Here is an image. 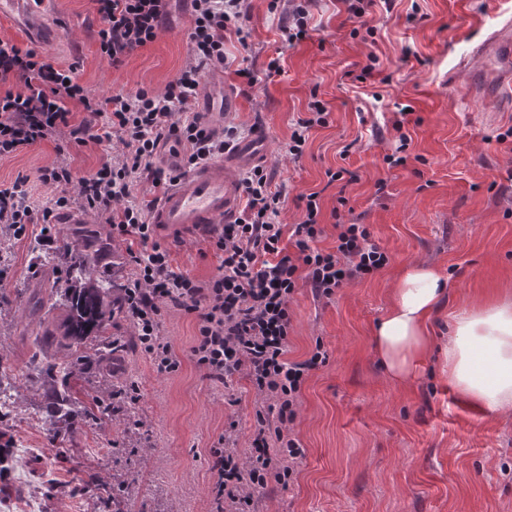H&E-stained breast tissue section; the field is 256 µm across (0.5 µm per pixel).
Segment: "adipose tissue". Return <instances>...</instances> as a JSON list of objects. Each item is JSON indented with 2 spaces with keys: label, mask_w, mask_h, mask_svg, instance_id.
I'll use <instances>...</instances> for the list:
<instances>
[{
  "label": "adipose tissue",
  "mask_w": 512,
  "mask_h": 512,
  "mask_svg": "<svg viewBox=\"0 0 512 512\" xmlns=\"http://www.w3.org/2000/svg\"><path fill=\"white\" fill-rule=\"evenodd\" d=\"M448 279L428 261L410 263L395 281L374 328V347L390 379L406 380L432 346V323ZM441 372L472 404L512 413V293L456 314L441 348Z\"/></svg>",
  "instance_id": "adipose-tissue-1"
}]
</instances>
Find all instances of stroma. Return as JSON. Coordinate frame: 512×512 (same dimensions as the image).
<instances>
[{
  "mask_svg": "<svg viewBox=\"0 0 512 512\" xmlns=\"http://www.w3.org/2000/svg\"><path fill=\"white\" fill-rule=\"evenodd\" d=\"M250 50L225 43L228 64L204 74L190 108L223 122L257 128L268 136L261 160L288 199L278 217L301 222L299 197L319 192L324 234L336 244L331 211L345 195L349 213L360 218L372 244L388 257L375 275L315 299L299 286L289 306L288 356L305 359L315 343L328 353L311 371L290 425L304 448L292 464L287 486L257 492L256 512H512V415L476 407L439 376L441 355L430 356L408 380H391L374 350L373 330L387 305L388 290L410 261L427 259L448 277V297L436 316L434 336L443 343L454 314L477 299L512 291V148L499 143L512 128V110L468 94L465 61L489 35L512 21V0H393L373 6L367 20L374 35L355 32L343 0H317L306 40L291 46L280 30L288 0L270 11L269 0H249ZM45 25L55 44L38 50L98 97L137 88L163 94L190 59L193 25L190 0H173L156 39L113 65L102 54V21L93 0H58ZM379 59L380 76L358 82L348 71ZM280 58L282 71L268 76ZM257 82L242 92L238 65ZM236 107L224 112L225 91ZM324 104L329 123L311 130L301 157L286 143L310 99ZM411 106L403 130H395L398 105ZM411 141L406 166L388 167L400 134ZM56 158L44 142L0 159V183L27 178L33 201L50 204L56 186L42 184L39 170ZM346 168L356 181L328 183L326 169ZM385 181L377 192V181ZM73 224L58 227L57 270L31 262L33 237L0 233V372L21 393L19 414L0 420V445L26 456L22 469H0V486L42 490V512H96L80 488L89 474L105 482L114 474L138 489L123 512H210L213 482L209 450L235 422V448L248 460L256 426V392L245 374L218 387L190 357L197 334L195 315L167 306L160 334L180 361L174 373L134 349L119 365L90 362L85 387L121 381L137 386L136 421L118 423L97 411L75 432L56 429L43 413L34 362L45 352L35 342L45 328L60 325L67 307L51 292L54 276H66L70 255L63 239ZM172 264L207 280L219 272L221 254L202 233L158 231Z\"/></svg>",
  "mask_w": 512,
  "mask_h": 512,
  "instance_id": "1",
  "label": "stroma"
}]
</instances>
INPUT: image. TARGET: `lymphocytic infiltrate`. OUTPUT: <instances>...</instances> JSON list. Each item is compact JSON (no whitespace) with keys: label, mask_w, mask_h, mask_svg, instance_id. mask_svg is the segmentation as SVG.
<instances>
[{"label":"lymphocytic infiltrate","mask_w":512,"mask_h":512,"mask_svg":"<svg viewBox=\"0 0 512 512\" xmlns=\"http://www.w3.org/2000/svg\"><path fill=\"white\" fill-rule=\"evenodd\" d=\"M94 2L103 22L100 49L118 65L155 40L171 0ZM190 2L191 60L161 96L144 88L105 98L92 96L72 70L54 66L37 50H24L0 38V158L53 142L59 159L42 169L38 179L60 189L51 205L39 208L24 181L0 184V229L18 239L35 224L44 238L57 212L76 205L100 216L110 237L138 243V250L129 253L136 276L128 281L125 294L127 317L140 331L141 349L159 370L178 369L170 345L159 334L160 303L169 301L199 318L192 356L206 378L222 384L236 373H246L260 398L249 464H241L232 447L234 425L226 426L210 450L212 512H255V492L272 481L287 483L294 474L291 460L304 454L287 425L296 416L309 373L327 360L319 344L308 358L288 360L292 295L303 284L315 297L331 298L337 289L378 272L388 257L369 244L364 225L339 223L336 209L331 212L338 221L336 248H320L324 229L316 191L305 197L303 219L291 233L295 250L287 252L278 222L286 203L285 187L274 184L264 168L256 166L239 182L243 207L235 221L207 230L223 254L220 273L201 281L174 270L150 222L155 203L135 200L134 180L143 176L155 188H168L188 171L223 157L240 139L239 126L226 125L218 134L198 117L178 121L174 115L188 108L206 70L226 63L228 37H236L241 47L249 45L248 0ZM13 81L18 84L14 90L9 87ZM74 104L89 118L107 113V124L96 129L89 118L73 123L70 107ZM115 138L124 146L121 154L106 155L96 171L74 178L65 157L68 142L100 145ZM168 143L182 148L184 154L178 167L166 171L155 167L154 158L159 146ZM72 184L77 187L73 194L68 191Z\"/></svg>","instance_id":"1"}]
</instances>
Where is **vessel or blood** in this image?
Instances as JSON below:
<instances>
[{
	"instance_id": "obj_1",
	"label": "vessel or blood",
	"mask_w": 512,
	"mask_h": 512,
	"mask_svg": "<svg viewBox=\"0 0 512 512\" xmlns=\"http://www.w3.org/2000/svg\"><path fill=\"white\" fill-rule=\"evenodd\" d=\"M53 0H0V17L11 19L37 42L45 37L32 27L33 19L50 12ZM473 69L486 72L474 81L471 93L493 101L512 100V30L502 29L483 41L473 54ZM267 152L264 132L237 145L223 160L200 166L172 184L152 214L153 223L180 230H200L208 224H229L237 216L240 191L235 173L258 162Z\"/></svg>"
}]
</instances>
